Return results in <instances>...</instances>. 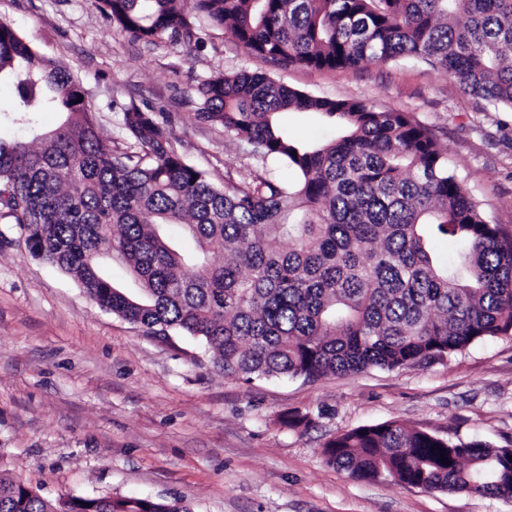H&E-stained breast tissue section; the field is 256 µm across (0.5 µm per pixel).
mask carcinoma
Here are the masks:
<instances>
[{
  "label": "carcinoma",
  "instance_id": "cac0c4a2",
  "mask_svg": "<svg viewBox=\"0 0 512 512\" xmlns=\"http://www.w3.org/2000/svg\"><path fill=\"white\" fill-rule=\"evenodd\" d=\"M113 25L179 48L200 19L253 55L318 71L420 60L496 112H512V0H96ZM4 120L33 139L0 138V221L36 259L73 276L102 308L148 335L204 342L214 364L246 380L315 381L371 368L443 361L512 336V236L486 220L430 131L410 113L315 97L262 71L198 88L200 119L224 128L261 166L293 179L224 174L216 187L188 164L150 112H122L123 146L104 139L74 77L0 22ZM57 126L37 132L42 112ZM335 122L301 143L279 116ZM194 242L184 252L164 228ZM436 237L466 244L461 266L432 255ZM119 257L141 285H113ZM445 453H439V450ZM328 463L363 480L426 490L512 495V449L453 441L395 421L329 440ZM448 457L451 464L440 461ZM0 512H188L135 498L51 504L0 480Z\"/></svg>",
  "mask_w": 512,
  "mask_h": 512
}]
</instances>
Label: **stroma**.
Returning <instances> with one entry per match:
<instances>
[{
    "label": "stroma",
    "mask_w": 512,
    "mask_h": 512,
    "mask_svg": "<svg viewBox=\"0 0 512 512\" xmlns=\"http://www.w3.org/2000/svg\"><path fill=\"white\" fill-rule=\"evenodd\" d=\"M1 20L75 77L105 139L124 141V108L154 113L218 187L226 170L256 163L197 117L198 88L217 73L258 69L318 97L411 113L489 222L512 234V112L483 111L423 63L286 69L206 22L177 50L116 28L95 0H0ZM293 414L305 424L283 425ZM386 421L512 447V337L426 366L249 384L216 369L198 340L149 336L101 309L0 223V478L51 501L135 497L188 512H512V499L358 480L327 464V440Z\"/></svg>",
    "instance_id": "obj_1"
}]
</instances>
